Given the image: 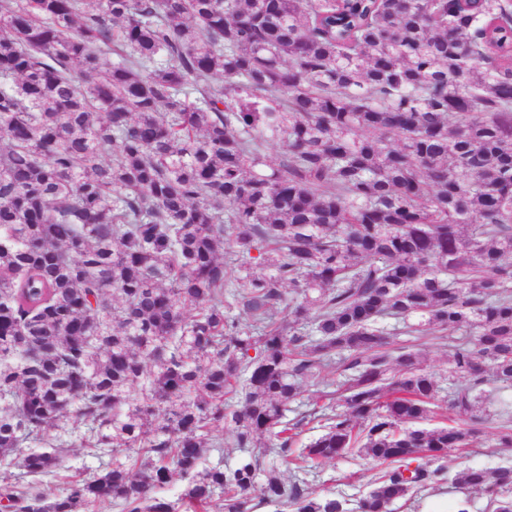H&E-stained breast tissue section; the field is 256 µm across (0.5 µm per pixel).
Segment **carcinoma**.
<instances>
[{
	"mask_svg": "<svg viewBox=\"0 0 512 512\" xmlns=\"http://www.w3.org/2000/svg\"><path fill=\"white\" fill-rule=\"evenodd\" d=\"M488 372L512 386V0H0V460L53 472L70 422L112 456L1 507L349 512L263 466L315 422L296 469L369 457L358 512H393L472 441L453 417L488 422ZM218 425L234 467L204 465ZM452 482L512 512V466ZM427 369L434 374L441 396L448 394L452 381L448 379V347L433 346L425 349Z\"/></svg>",
	"mask_w": 512,
	"mask_h": 512,
	"instance_id": "carcinoma-1",
	"label": "carcinoma"
}]
</instances>
